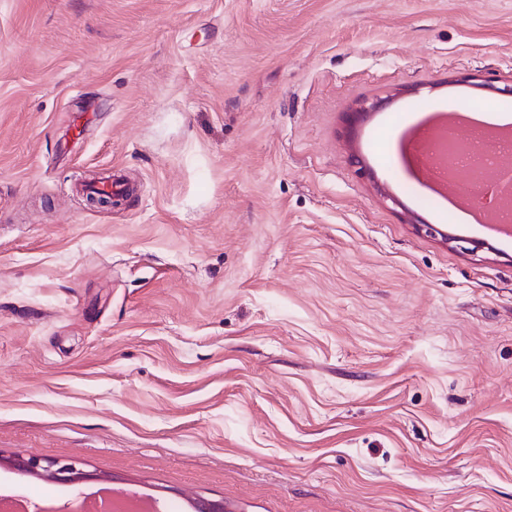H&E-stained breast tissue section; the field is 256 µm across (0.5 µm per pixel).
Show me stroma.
Segmentation results:
<instances>
[{
    "label": "stroma",
    "instance_id": "stroma-1",
    "mask_svg": "<svg viewBox=\"0 0 512 512\" xmlns=\"http://www.w3.org/2000/svg\"><path fill=\"white\" fill-rule=\"evenodd\" d=\"M472 75L512 0H0V457L163 512H512V236L401 162L512 116ZM1 468L8 467L23 475L36 477L48 483H62L79 489L91 475L84 472L76 460L42 459L36 456L1 458Z\"/></svg>",
    "mask_w": 512,
    "mask_h": 512
}]
</instances>
